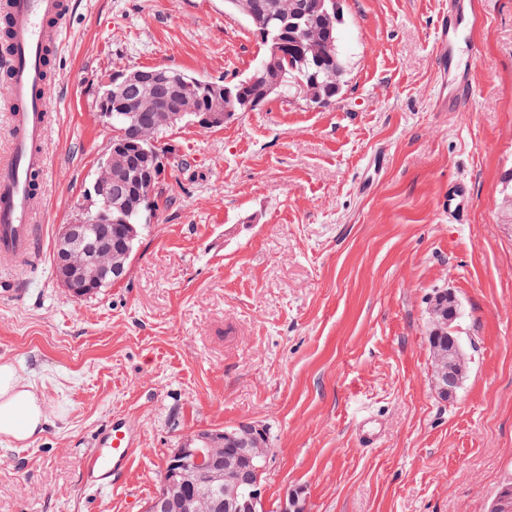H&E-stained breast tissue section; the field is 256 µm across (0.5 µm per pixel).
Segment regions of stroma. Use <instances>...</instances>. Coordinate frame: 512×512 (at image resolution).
<instances>
[{"instance_id":"1","label":"stroma","mask_w":512,"mask_h":512,"mask_svg":"<svg viewBox=\"0 0 512 512\" xmlns=\"http://www.w3.org/2000/svg\"><path fill=\"white\" fill-rule=\"evenodd\" d=\"M53 59L44 244L0 284V356L41 393L49 425L0 439V512H145L168 452L202 428L265 425L263 512H487L512 480V0H471L459 48L473 98L442 106L449 0H340L334 103L273 99L223 126L168 129L158 193L127 277L76 297L53 247L88 210L112 133L113 73L246 74L260 46L224 0H70ZM464 183L463 218L448 188ZM453 294L468 373L431 382L429 301ZM140 449L96 493L81 465L113 415Z\"/></svg>"}]
</instances>
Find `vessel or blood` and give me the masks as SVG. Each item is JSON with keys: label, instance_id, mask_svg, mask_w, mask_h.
Wrapping results in <instances>:
<instances>
[{"label": "vessel or blood", "instance_id": "b4317fda", "mask_svg": "<svg viewBox=\"0 0 512 512\" xmlns=\"http://www.w3.org/2000/svg\"><path fill=\"white\" fill-rule=\"evenodd\" d=\"M6 22L7 48L0 52V73L9 93L0 110L9 118V152L0 160V260L9 267L33 263L42 248L40 227L34 220V198L49 173L45 138L49 121L48 60L54 55L61 28L69 18V0H0ZM464 8L449 11L437 44L440 65L451 62L445 49L462 28ZM138 427L115 416L96 437L83 463L85 486L95 492L118 487L139 446Z\"/></svg>", "mask_w": 512, "mask_h": 512}]
</instances>
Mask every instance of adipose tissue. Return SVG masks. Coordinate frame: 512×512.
I'll return each instance as SVG.
<instances>
[{"label": "adipose tissue", "instance_id": "ef3b65f1", "mask_svg": "<svg viewBox=\"0 0 512 512\" xmlns=\"http://www.w3.org/2000/svg\"><path fill=\"white\" fill-rule=\"evenodd\" d=\"M49 415L34 385L16 364L0 356V439L28 444L45 430Z\"/></svg>", "mask_w": 512, "mask_h": 512}]
</instances>
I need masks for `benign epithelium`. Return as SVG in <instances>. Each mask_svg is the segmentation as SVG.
<instances>
[{"mask_svg":"<svg viewBox=\"0 0 512 512\" xmlns=\"http://www.w3.org/2000/svg\"><path fill=\"white\" fill-rule=\"evenodd\" d=\"M311 12V5L305 0L288 2V18L294 20L290 28L298 32L297 41L308 51L321 54L333 49L326 30L309 22L298 24ZM286 56L288 47L276 42L270 47V59L265 66L277 70ZM137 76L140 83L152 84L153 94L139 100L140 112L133 117L143 121V127L149 131L175 124L183 113L162 112L157 107L158 97L168 91L167 85L157 81L151 70H141ZM232 116L231 112H204L197 124L217 127ZM131 177V164L118 162L112 153H107L93 183L97 210L74 224L64 225L53 254L57 279L69 293H90L108 277L119 280L127 275L129 249L125 244L112 242V225L106 219L112 208L120 207L124 196L121 185ZM429 322L432 386L446 400L461 384L465 358L457 337L448 333L451 316L437 296L430 302ZM272 458L269 433L262 425L241 423L230 434L199 429L185 436L168 453V478L161 493L148 505V512H212L215 506L224 512H253L255 503L263 499L262 475ZM188 468L196 470L198 481L191 493L181 495L176 492L178 475ZM489 512H512L511 487L506 486L498 493Z\"/></svg>","mask_w":512,"mask_h":512,"instance_id":"1","label":"benign epithelium"}]
</instances>
